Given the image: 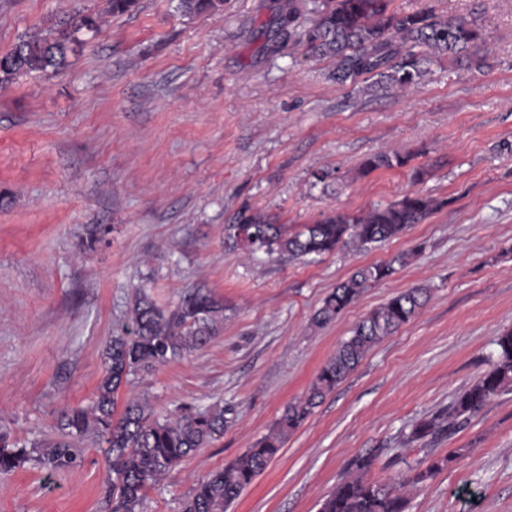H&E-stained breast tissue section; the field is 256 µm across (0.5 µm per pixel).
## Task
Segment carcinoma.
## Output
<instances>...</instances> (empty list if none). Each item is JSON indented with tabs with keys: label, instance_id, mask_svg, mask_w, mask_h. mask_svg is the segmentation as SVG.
<instances>
[{
	"label": "carcinoma",
	"instance_id": "cac0c4a2",
	"mask_svg": "<svg viewBox=\"0 0 512 512\" xmlns=\"http://www.w3.org/2000/svg\"><path fill=\"white\" fill-rule=\"evenodd\" d=\"M391 0H321L316 19L305 24L304 0H288L283 25L294 30L296 42L312 55L336 59V81L356 83L368 75L387 79L399 89L418 83L424 65L443 57L476 68L487 65L491 53L473 17H442L428 9L398 13ZM188 14H215L224 0H179ZM101 16L78 12L52 28L21 39L0 55V84H9L31 73L60 70L69 54L85 44L84 34H97ZM406 158L378 155L365 159L362 170L401 167ZM444 206V202L419 193H408L360 216L336 214L297 231L275 224L261 213L242 211L234 224L224 227L225 240L254 255L263 253L298 259L322 256L338 249L362 247L397 238ZM374 263L357 270L337 286L312 318L322 327L341 318L364 288L390 277L394 263ZM427 290L409 288L369 312L351 330L336 353L320 368L307 392L285 408L275 425L253 447L200 481L183 503V512H228L231 504L278 454L291 433L309 417L324 396L341 384L368 352L385 337L409 323L424 305ZM223 308L209 292L197 288L172 310L158 308L146 295L134 302L131 331L112 337L105 350V373L95 399L86 407L61 412L58 429L63 439H43L29 446L0 433V475L26 464L48 472L67 470L78 458L75 441L106 445L109 476L105 496L110 512H139L146 492L171 470L224 435L232 422L230 408L201 410L191 404L178 408L175 417L159 418L148 398L131 399L117 411L119 388L136 374L182 358L215 337ZM496 355L488 369L447 408L416 422L398 441L407 450L452 436L469 415L512 386V330L496 340ZM464 449L435 457L426 467L411 466L396 482H372L364 474L373 464L370 454L354 461L358 475L341 481L323 500L319 512H405V489L432 478Z\"/></svg>",
	"mask_w": 512,
	"mask_h": 512
}]
</instances>
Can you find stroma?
<instances>
[{
  "mask_svg": "<svg viewBox=\"0 0 512 512\" xmlns=\"http://www.w3.org/2000/svg\"><path fill=\"white\" fill-rule=\"evenodd\" d=\"M285 0H225L187 16L178 0H0V54L75 12L102 32L59 74L0 85V431L25 444L92 400L103 350L129 325L140 285L165 310L196 288L224 309L213 340L130 377L156 415L229 406L234 422L151 488L141 512H182L199 480L266 435L352 326L397 293L429 289L419 314L377 344L290 435L231 512H318L375 452L370 480H397L417 452L402 430L448 407L512 329V0H392L476 17L482 69L441 59L408 93L378 77L331 80L278 23ZM377 154L403 167L359 172ZM423 168L414 180V168ZM333 171L317 184L312 174ZM418 192L442 206L400 237L316 259L250 255L224 242L242 210L297 228ZM407 254L343 317L315 327L324 298L359 267ZM463 454L408 489L406 512H512V390L434 456ZM53 475H0V512H109L103 449Z\"/></svg>",
  "mask_w": 512,
  "mask_h": 512,
  "instance_id": "35a3bbf8",
  "label": "stroma"
}]
</instances>
